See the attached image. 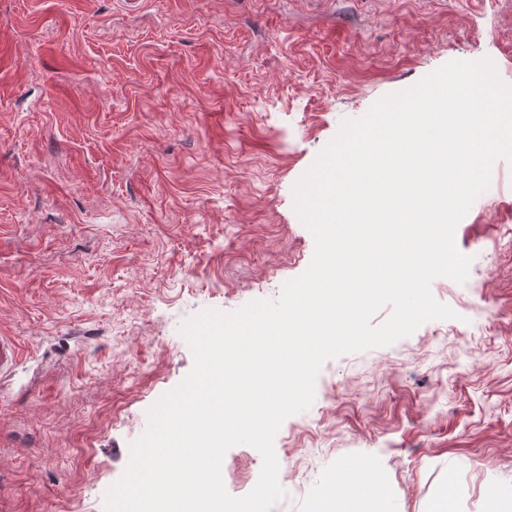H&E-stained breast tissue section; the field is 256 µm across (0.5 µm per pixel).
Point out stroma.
Instances as JSON below:
<instances>
[{
	"label": "stroma",
	"mask_w": 512,
	"mask_h": 512,
	"mask_svg": "<svg viewBox=\"0 0 512 512\" xmlns=\"http://www.w3.org/2000/svg\"><path fill=\"white\" fill-rule=\"evenodd\" d=\"M512 84V0H0V512H104L207 309L274 300L314 240L293 187L347 119L453 60ZM456 313L327 361L285 419L271 512L372 462L400 512L512 496V165L455 230ZM262 456L229 449L235 497ZM21 349L18 343L0 336V375L10 371L20 361ZM462 495V488L453 480H448L444 491L436 503L433 512H458L459 501Z\"/></svg>",
	"instance_id": "stroma-1"
}]
</instances>
